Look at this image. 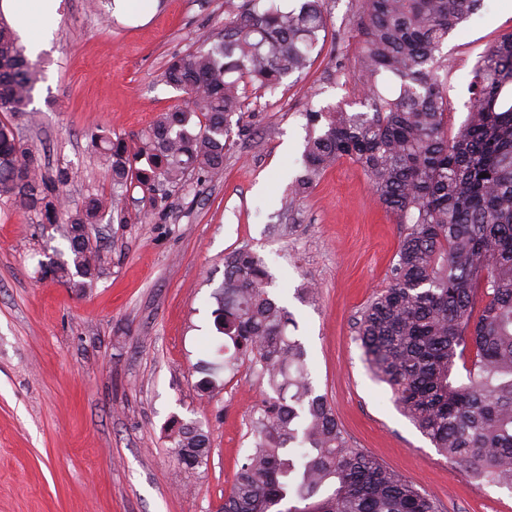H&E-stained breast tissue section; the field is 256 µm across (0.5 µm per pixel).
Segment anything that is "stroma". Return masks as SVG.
<instances>
[{"mask_svg":"<svg viewBox=\"0 0 512 512\" xmlns=\"http://www.w3.org/2000/svg\"><path fill=\"white\" fill-rule=\"evenodd\" d=\"M112 2L61 0L54 36L33 57L45 75L32 102L41 123L12 119L48 172H69L60 193L73 205L111 190L88 132L129 136L177 105L180 92L162 78L167 60L224 31V0H156L144 18L115 17ZM328 13L306 76L272 94L249 90L251 134L234 138L222 171L170 189L154 208L130 191L131 223L92 225L100 248L90 288L45 278L49 247L66 242L0 198V512H220L262 392L245 363L199 398L193 366L214 334L210 295L224 259L244 246L297 320L314 385L351 443L443 512H512V491L449 463L363 361L356 322L388 286L403 225L349 159L307 193H289L303 172L306 111L355 101L361 12L356 0H328ZM507 34L512 0H493L449 32L440 57L450 131L467 118L475 61ZM174 416L209 429L206 464L178 471L166 433Z\"/></svg>","mask_w":512,"mask_h":512,"instance_id":"1","label":"stroma"}]
</instances>
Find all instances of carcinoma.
I'll return each instance as SVG.
<instances>
[{
	"mask_svg": "<svg viewBox=\"0 0 512 512\" xmlns=\"http://www.w3.org/2000/svg\"><path fill=\"white\" fill-rule=\"evenodd\" d=\"M482 0H361V59L355 82L363 111L343 104L306 113L303 193L338 161L358 162L378 202L405 225L389 286L364 307L357 340L370 373L402 413L452 463L512 490V34L472 69L469 112L448 132V72L437 53L448 32ZM328 32L327 0L284 10L274 0H224V34L168 61L164 81L183 103L132 136L90 134L105 158L109 196L62 204L69 172L44 171L41 154L0 121V197L60 233L68 258L46 264L79 290L96 276L88 234L107 211L127 220L122 197L135 188L156 206L163 187L224 168L246 88L274 92L307 73ZM40 71L18 36L0 24V112L26 115ZM396 86L394 95L387 83ZM487 177H481V174ZM251 249L224 259L211 293L216 335L197 388L210 396L221 375L247 361L270 394L250 420L253 448L242 460L224 512H442L439 501L350 443L316 392L293 315L270 294ZM463 370H458V361ZM167 430L179 470L206 463L209 433L172 418Z\"/></svg>",
	"mask_w": 512,
	"mask_h": 512,
	"instance_id": "1",
	"label": "carcinoma"
}]
</instances>
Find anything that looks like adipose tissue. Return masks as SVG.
<instances>
[{
	"label": "adipose tissue",
	"mask_w": 512,
	"mask_h": 512,
	"mask_svg": "<svg viewBox=\"0 0 512 512\" xmlns=\"http://www.w3.org/2000/svg\"><path fill=\"white\" fill-rule=\"evenodd\" d=\"M60 0H0V17L26 40L36 53L44 36L60 18Z\"/></svg>",
	"instance_id": "obj_1"
}]
</instances>
